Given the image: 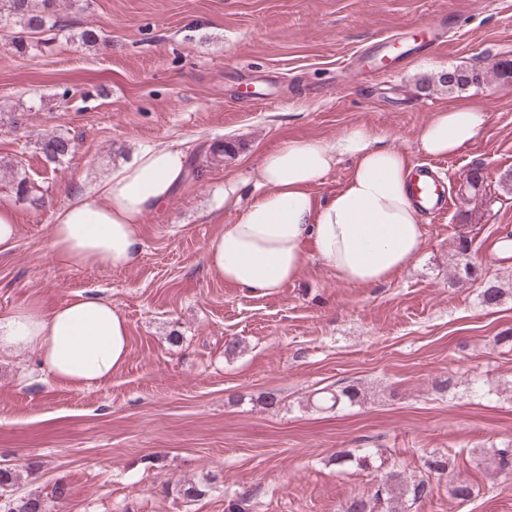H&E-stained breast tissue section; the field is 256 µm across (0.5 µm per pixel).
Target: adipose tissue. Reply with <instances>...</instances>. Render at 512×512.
<instances>
[{
	"mask_svg": "<svg viewBox=\"0 0 512 512\" xmlns=\"http://www.w3.org/2000/svg\"><path fill=\"white\" fill-rule=\"evenodd\" d=\"M481 105L452 102L421 130L420 150L456 153L481 132ZM350 173L339 190L317 201L313 187L342 159ZM188 151L141 149L103 180L71 191L55 211L50 253L60 266L125 269L142 251L140 226L187 186ZM411 158L386 147L373 129L357 127L333 141L297 138L264 154L259 191L240 205L236 184L221 206L238 211L206 245L209 271L232 286L266 295L295 280L316 253L338 280L375 286L413 263L425 226L412 202ZM35 350L44 368L76 387L111 379L127 358L124 317L111 302L77 295L51 310L24 305L0 313V354Z\"/></svg>",
	"mask_w": 512,
	"mask_h": 512,
	"instance_id": "ef3b65f1",
	"label": "adipose tissue"
}]
</instances>
